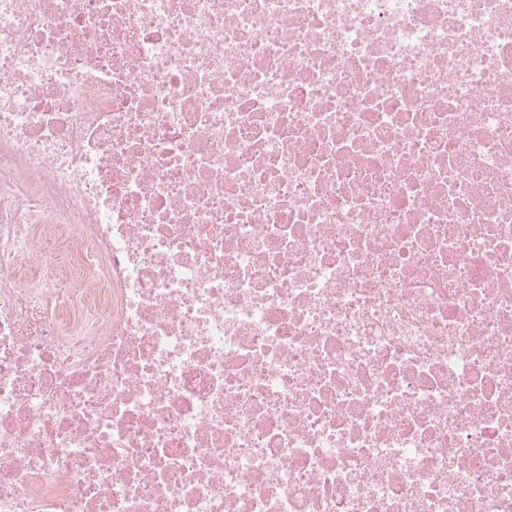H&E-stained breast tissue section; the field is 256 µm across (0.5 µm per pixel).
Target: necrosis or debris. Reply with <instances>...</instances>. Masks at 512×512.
I'll return each instance as SVG.
<instances>
[{
    "mask_svg": "<svg viewBox=\"0 0 512 512\" xmlns=\"http://www.w3.org/2000/svg\"><path fill=\"white\" fill-rule=\"evenodd\" d=\"M0 512H512V0H0Z\"/></svg>",
    "mask_w": 512,
    "mask_h": 512,
    "instance_id": "1",
    "label": "necrosis or debris"
}]
</instances>
